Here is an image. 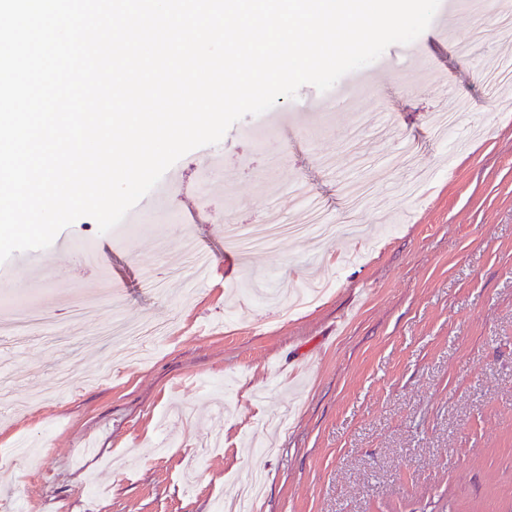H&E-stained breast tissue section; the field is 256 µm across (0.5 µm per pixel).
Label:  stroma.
Wrapping results in <instances>:
<instances>
[{"mask_svg":"<svg viewBox=\"0 0 512 512\" xmlns=\"http://www.w3.org/2000/svg\"><path fill=\"white\" fill-rule=\"evenodd\" d=\"M490 23L456 7L447 40L418 38L433 69L392 45L376 87L318 122L295 109L314 86L278 98L290 122L262 144L242 118L173 165L168 197L116 227L99 267L81 257L107 241L89 217L64 229L68 254L0 263V318L17 283L55 317L0 339V512H217L257 472V512H512V85L495 69L512 37L456 50ZM459 98L440 142L433 117ZM299 181L334 235L226 242L240 218L303 223ZM114 315L170 333L132 360L92 337Z\"/></svg>","mask_w":512,"mask_h":512,"instance_id":"1","label":"stroma"}]
</instances>
